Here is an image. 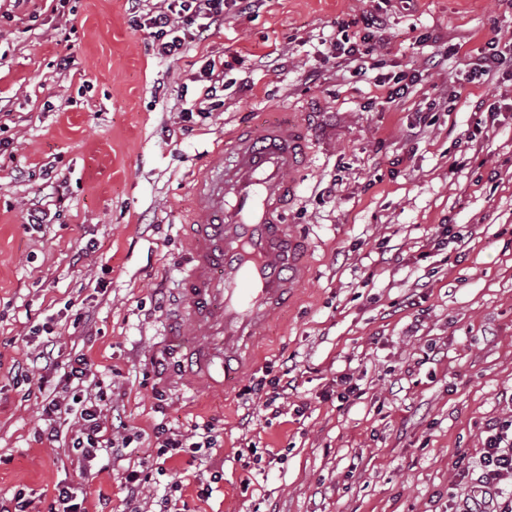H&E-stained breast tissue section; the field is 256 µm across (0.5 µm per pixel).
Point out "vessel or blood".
<instances>
[{"label":"vessel or blood","mask_w":512,"mask_h":512,"mask_svg":"<svg viewBox=\"0 0 512 512\" xmlns=\"http://www.w3.org/2000/svg\"><path fill=\"white\" fill-rule=\"evenodd\" d=\"M220 149L225 162L194 178L195 208L209 221L187 227L180 295L205 329L186 348L187 373L228 387L309 275L305 245L284 222L306 141L295 123L259 119L227 134Z\"/></svg>","instance_id":"b4317fda"}]
</instances>
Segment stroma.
I'll use <instances>...</instances> for the list:
<instances>
[{"label": "stroma", "instance_id": "obj_1", "mask_svg": "<svg viewBox=\"0 0 512 512\" xmlns=\"http://www.w3.org/2000/svg\"><path fill=\"white\" fill-rule=\"evenodd\" d=\"M126 8L0 0V500L21 489L48 512L73 484L84 512H159L165 494L172 512H455L480 491L485 422L512 415V0H224L223 26L170 58ZM368 15L378 67L360 75L329 45ZM494 38L501 65L471 79ZM212 59L221 104L183 123ZM401 72L420 78L393 101L378 79ZM260 117L306 130L285 221L314 274L233 388L189 386L165 330L192 175ZM36 209L52 222L33 225ZM81 357L130 440L88 465L74 420L41 435ZM282 374L295 388L272 405L246 394ZM344 374L360 394L340 401ZM160 426H208L216 444L162 463Z\"/></svg>", "mask_w": 512, "mask_h": 512}]
</instances>
